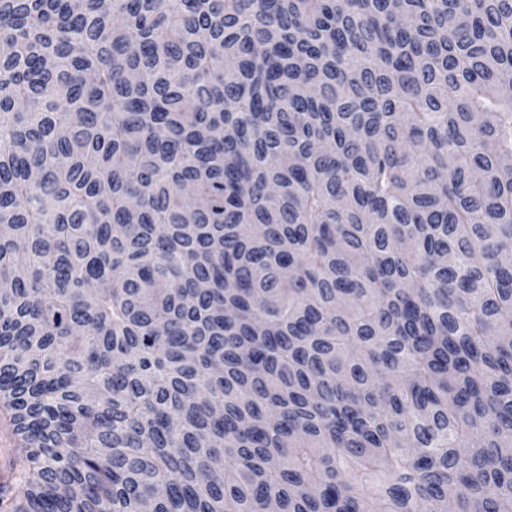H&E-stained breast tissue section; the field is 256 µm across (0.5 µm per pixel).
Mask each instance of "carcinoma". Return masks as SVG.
<instances>
[{
  "label": "carcinoma",
  "mask_w": 512,
  "mask_h": 512,
  "mask_svg": "<svg viewBox=\"0 0 512 512\" xmlns=\"http://www.w3.org/2000/svg\"><path fill=\"white\" fill-rule=\"evenodd\" d=\"M0 512H512V0H0Z\"/></svg>",
  "instance_id": "1"
}]
</instances>
